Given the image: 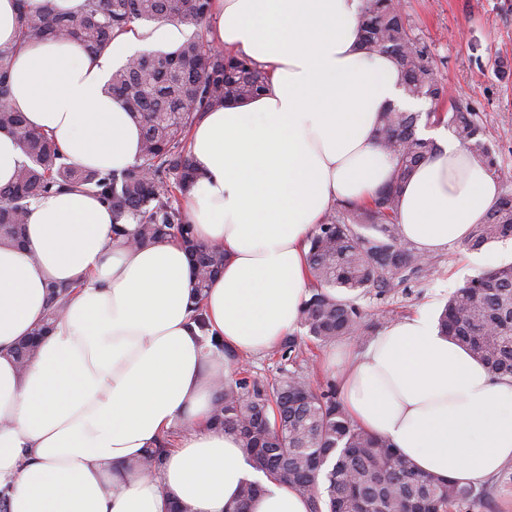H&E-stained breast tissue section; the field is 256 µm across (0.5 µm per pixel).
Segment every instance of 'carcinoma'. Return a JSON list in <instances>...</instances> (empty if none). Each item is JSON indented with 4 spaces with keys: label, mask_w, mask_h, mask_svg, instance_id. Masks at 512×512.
<instances>
[{
    "label": "carcinoma",
    "mask_w": 512,
    "mask_h": 512,
    "mask_svg": "<svg viewBox=\"0 0 512 512\" xmlns=\"http://www.w3.org/2000/svg\"><path fill=\"white\" fill-rule=\"evenodd\" d=\"M19 2L16 43L0 46V132L10 134L24 160L13 184L0 188V245L20 242L22 226L38 196L87 189L112 208L115 223L136 224L133 242L147 246L170 239L190 256L198 298L224 267V253L199 243L181 201L196 180L188 151L190 128L216 106L259 95L265 71L247 58L224 52L205 36L210 0H86L79 13L59 10L54 0L32 8ZM178 20L196 27L174 51L134 54L112 73V96L123 102L142 128L139 161L120 172L101 173L68 160L45 132L30 126L11 105L10 66L17 49L45 39L78 45L101 55L136 22ZM360 27L367 49L393 57L406 94L433 103L444 96L428 47L412 33L399 0H362ZM419 112L390 109L381 114L377 143L396 163L395 179L371 204L341 206L311 238L308 264L313 285L301 307L299 325L319 345L366 335L358 300L385 296L427 274L424 256L396 223L401 186L412 170L437 149L417 136ZM447 126L474 158L502 177L494 150L484 140L477 114L451 108ZM512 237V193L500 195L485 220L475 224L467 246ZM72 292L48 288V323L58 320ZM440 334L463 347L494 376L512 375V263L471 278L444 305ZM29 338L13 349L19 365L35 352ZM295 369L269 387L240 366L224 377L212 412L214 423L237 433L252 466L292 486L311 512H478L486 491L417 470L389 439L366 432L345 413L336 389L320 390L301 375L296 334L281 344ZM170 445L163 440L142 460L158 466ZM245 483L231 512H248L263 492Z\"/></svg>",
    "instance_id": "1"
}]
</instances>
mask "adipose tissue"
Wrapping results in <instances>:
<instances>
[{"mask_svg":"<svg viewBox=\"0 0 512 512\" xmlns=\"http://www.w3.org/2000/svg\"><path fill=\"white\" fill-rule=\"evenodd\" d=\"M360 0H212L209 40L267 72L260 96L218 106L189 135L198 177L183 201L195 236L224 270L194 322L183 247L134 246L95 192L33 201L23 247H0V488L9 512H226L240 485L263 482L250 512H309V502L247 462L237 435L212 425L225 350H273L309 297V239L335 206L371 203L395 174L375 142L379 115L411 112L388 55L365 50ZM132 33L92 59L70 42L14 56L13 106L73 163L132 166L142 130L106 91ZM402 184L397 222L425 256L466 240L499 181L455 137ZM74 286L26 368L11 350L47 312V289ZM223 340L216 349L215 340ZM347 415L388 438L421 471L474 484L512 461V377H493L440 335L430 310L334 350ZM175 439L153 474L134 464Z\"/></svg>","mask_w":512,"mask_h":512,"instance_id":"obj_1","label":"adipose tissue"}]
</instances>
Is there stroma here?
<instances>
[{
    "label": "stroma",
    "instance_id": "stroma-1",
    "mask_svg": "<svg viewBox=\"0 0 512 512\" xmlns=\"http://www.w3.org/2000/svg\"><path fill=\"white\" fill-rule=\"evenodd\" d=\"M415 34L432 53L444 102H422V111L450 105L474 109L512 191V0H400ZM462 244L430 256L432 273L379 299L362 297L369 336L422 308L441 311L449 295L481 273Z\"/></svg>",
    "mask_w": 512,
    "mask_h": 512
}]
</instances>
